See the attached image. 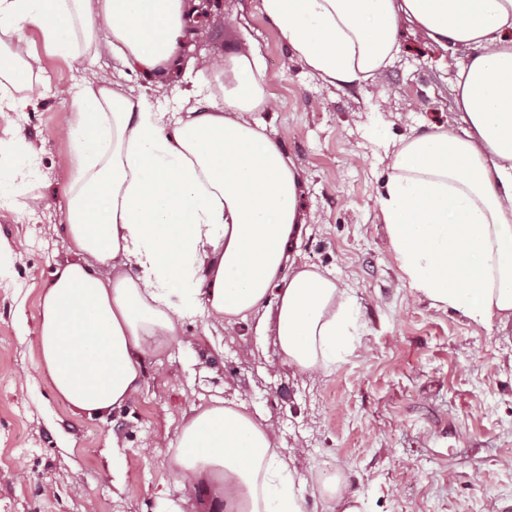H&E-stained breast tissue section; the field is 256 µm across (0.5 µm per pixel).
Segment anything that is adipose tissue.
Returning a JSON list of instances; mask_svg holds the SVG:
<instances>
[{"mask_svg":"<svg viewBox=\"0 0 512 512\" xmlns=\"http://www.w3.org/2000/svg\"><path fill=\"white\" fill-rule=\"evenodd\" d=\"M291 52L330 84L375 77L402 21L439 44L471 48L457 78L470 130L435 127L385 158L386 244L410 287L479 325L512 318V0H261ZM186 0H0V112H21L40 59L20 38L38 26L61 57L109 53L166 75L191 33ZM220 102L173 118L114 84L77 93L62 177L66 242L39 299L36 368L77 412L100 419L138 391L143 355L205 306L234 322L274 317L280 355L328 368L357 334L353 297L310 267L287 269L299 239L298 171L259 112L276 105L253 47L212 73ZM171 460L200 512H303L293 469L269 425L215 400L185 418Z\"/></svg>","mask_w":512,"mask_h":512,"instance_id":"ef3b65f1","label":"adipose tissue"}]
</instances>
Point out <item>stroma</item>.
<instances>
[{"instance_id":"stroma-1","label":"stroma","mask_w":512,"mask_h":512,"mask_svg":"<svg viewBox=\"0 0 512 512\" xmlns=\"http://www.w3.org/2000/svg\"><path fill=\"white\" fill-rule=\"evenodd\" d=\"M192 39L179 65L148 81L109 55L70 59L21 36L42 60L25 111L0 112V157L13 136L41 145L40 207L0 191V512H198L197 494L171 467L177 426L212 399L242 405L272 426L304 512H341L325 491L341 480L365 512H502L512 504V320L487 326L440 309L403 278L385 245L377 200L384 151L434 125L464 135L455 79L470 52L400 30L399 51L375 79L324 83L292 55L261 0H190ZM258 53L276 97L260 113L299 174L302 235L291 253L354 298L359 336L332 368L303 373L283 359L263 313L231 324L204 308L181 334L143 358L144 378L106 419L75 412L35 369L38 300L65 245L73 96L107 80L157 112L191 95L211 111L212 78L198 61L238 46Z\"/></svg>"}]
</instances>
